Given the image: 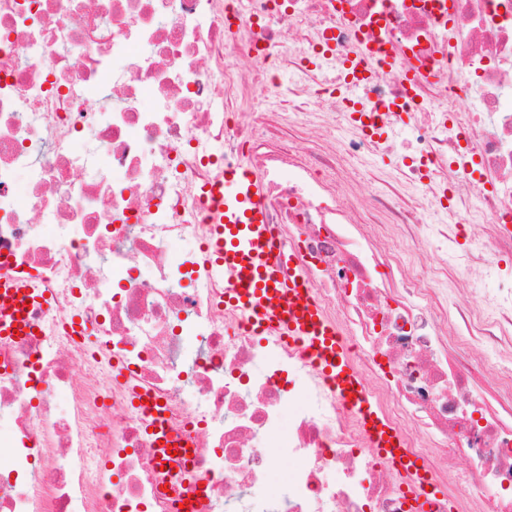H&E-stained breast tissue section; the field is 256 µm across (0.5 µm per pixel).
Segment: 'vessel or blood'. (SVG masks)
<instances>
[{
    "mask_svg": "<svg viewBox=\"0 0 512 512\" xmlns=\"http://www.w3.org/2000/svg\"><path fill=\"white\" fill-rule=\"evenodd\" d=\"M202 195L212 226L206 261L224 280L225 302L235 306L254 329L278 331L302 350L307 362L358 415L373 448L396 472L413 475L422 492L412 508L422 512L424 498L437 494L438 487L409 457L398 430L381 414L353 366L343 333L325 317L308 279L295 271L292 254L272 234L261 178L244 165L228 166L203 186ZM48 301L46 291L34 280L0 276V338L16 331L32 335L34 311ZM149 433L167 447L164 461L182 463L187 451L167 430L162 412H155Z\"/></svg>",
    "mask_w": 512,
    "mask_h": 512,
    "instance_id": "vessel-or-blood-1",
    "label": "vessel or blood"
}]
</instances>
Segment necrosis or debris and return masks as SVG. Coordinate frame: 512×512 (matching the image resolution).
<instances>
[{"instance_id":"necrosis-or-debris-1","label":"necrosis or debris","mask_w":512,"mask_h":512,"mask_svg":"<svg viewBox=\"0 0 512 512\" xmlns=\"http://www.w3.org/2000/svg\"><path fill=\"white\" fill-rule=\"evenodd\" d=\"M361 45L379 71L355 85ZM391 152L397 183L357 192L352 162ZM240 160L442 489L430 512H512V0H0V274L51 297L38 334L0 340V512H180L200 482L197 512H409L410 479L203 262L200 189ZM476 276L497 288L449 305ZM136 391L192 450L175 472Z\"/></svg>"}]
</instances>
